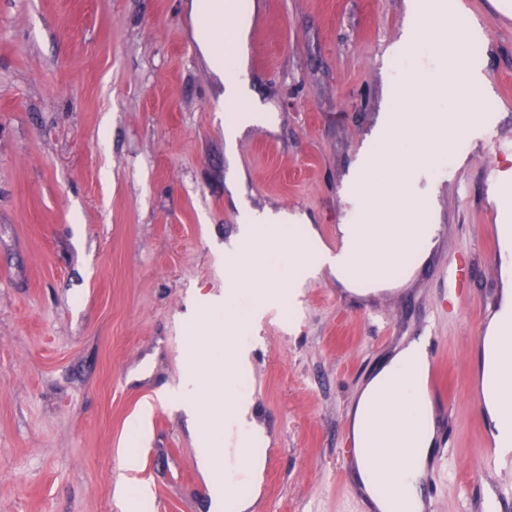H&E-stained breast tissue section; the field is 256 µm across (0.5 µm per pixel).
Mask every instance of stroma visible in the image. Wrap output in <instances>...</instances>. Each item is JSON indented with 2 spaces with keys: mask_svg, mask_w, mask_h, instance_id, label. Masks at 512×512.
Segmentation results:
<instances>
[{
  "mask_svg": "<svg viewBox=\"0 0 512 512\" xmlns=\"http://www.w3.org/2000/svg\"><path fill=\"white\" fill-rule=\"evenodd\" d=\"M477 24L492 121L459 142L424 214L437 235L376 292L334 273L247 336L237 396L267 429L252 512H366L348 411L363 381L423 336L441 375L426 512H512V473L487 456L474 355L503 288L492 188L512 171V15L459 0ZM410 0H235L253 29L250 88L269 124L236 113L197 53L187 0H0V512H208L197 433L159 398L179 382L195 302L228 283L216 246L241 206L305 216L328 246L343 186L399 92L436 68L389 49L426 27ZM466 285L448 292V264ZM144 437L129 429L144 404Z\"/></svg>",
  "mask_w": 512,
  "mask_h": 512,
  "instance_id": "stroma-1",
  "label": "stroma"
}]
</instances>
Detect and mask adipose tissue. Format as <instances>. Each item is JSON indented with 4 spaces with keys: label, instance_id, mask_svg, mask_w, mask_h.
<instances>
[{
    "label": "adipose tissue",
    "instance_id": "adipose-tissue-1",
    "mask_svg": "<svg viewBox=\"0 0 512 512\" xmlns=\"http://www.w3.org/2000/svg\"><path fill=\"white\" fill-rule=\"evenodd\" d=\"M250 20L234 34L237 51L224 56L221 22L200 26L196 42L213 74L224 86V98L249 102L247 43ZM480 387L492 436L501 460L512 458V296L493 314L478 358ZM429 356L425 339L403 345L382 363L358 391L349 412V431L356 444L355 472L375 512H422L416 485L433 454L435 427L427 396Z\"/></svg>",
    "mask_w": 512,
    "mask_h": 512
}]
</instances>
